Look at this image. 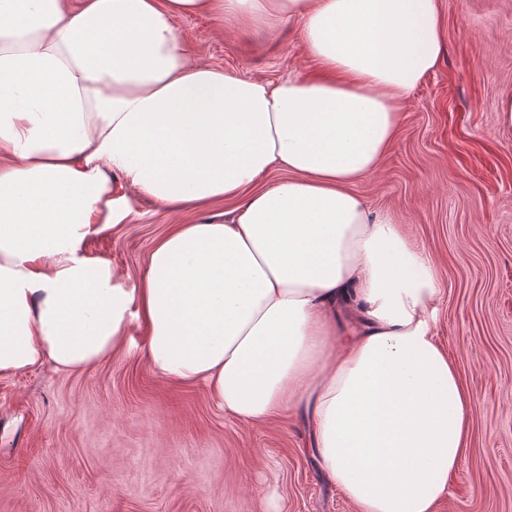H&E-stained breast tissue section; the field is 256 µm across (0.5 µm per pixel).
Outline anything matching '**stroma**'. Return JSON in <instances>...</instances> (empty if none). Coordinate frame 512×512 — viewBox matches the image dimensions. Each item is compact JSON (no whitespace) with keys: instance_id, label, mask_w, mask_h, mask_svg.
<instances>
[{"instance_id":"stroma-1","label":"stroma","mask_w":512,"mask_h":512,"mask_svg":"<svg viewBox=\"0 0 512 512\" xmlns=\"http://www.w3.org/2000/svg\"><path fill=\"white\" fill-rule=\"evenodd\" d=\"M444 52L412 92L375 174L352 190L423 243L440 288L435 334L480 406L471 451L436 512H512V136L497 106L512 93V0H440ZM199 56L243 77L309 75L294 23L273 34L203 16L175 19ZM134 212L88 238L116 284L142 279L175 223L224 217L223 204L164 214L136 187ZM143 321L93 366L52 363L0 376V512H355L284 415L244 425L201 385L148 365Z\"/></svg>"}]
</instances>
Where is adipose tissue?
I'll list each match as a JSON object with an SVG mask.
<instances>
[{"mask_svg": "<svg viewBox=\"0 0 512 512\" xmlns=\"http://www.w3.org/2000/svg\"><path fill=\"white\" fill-rule=\"evenodd\" d=\"M194 14L298 21L319 69L214 67L173 25ZM441 51L440 0H0V375L86 369L139 318L161 377L247 425L303 413L356 512H435L479 402L429 253L352 185ZM130 185L166 214L234 205L175 225L127 290L83 244Z\"/></svg>", "mask_w": 512, "mask_h": 512, "instance_id": "adipose-tissue-1", "label": "adipose tissue"}]
</instances>
